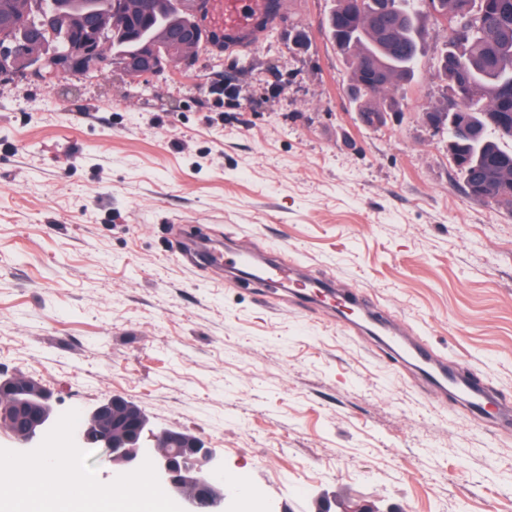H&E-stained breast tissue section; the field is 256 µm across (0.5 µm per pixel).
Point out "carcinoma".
Instances as JSON below:
<instances>
[{"mask_svg": "<svg viewBox=\"0 0 512 512\" xmlns=\"http://www.w3.org/2000/svg\"><path fill=\"white\" fill-rule=\"evenodd\" d=\"M439 16L451 15L457 25L448 29V45L438 65L448 88L465 84L475 88L466 101V126L475 135L461 137L445 113L439 130L448 133V153L462 159L457 166L466 194L484 185L493 189L512 175V150L487 137L493 129L512 140V121L500 120L512 111V0H429ZM28 0H0V29H9L27 14ZM129 10L142 26L133 37L112 35L104 44L113 56L134 54L141 44L153 41L160 51L173 57L180 46L168 32L180 22L178 0H129ZM327 25L332 38L344 36L348 46L352 78L362 66L371 68L376 79L367 81L362 100L356 95L357 112L369 126L385 124V112L393 102L377 101L381 93L396 91L412 80L419 52L420 12L415 0H336ZM73 30L60 26L52 34V47L66 53Z\"/></svg>", "mask_w": 512, "mask_h": 512, "instance_id": "1", "label": "carcinoma"}]
</instances>
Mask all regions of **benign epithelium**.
Instances as JSON below:
<instances>
[{"label": "benign epithelium", "mask_w": 512, "mask_h": 512, "mask_svg": "<svg viewBox=\"0 0 512 512\" xmlns=\"http://www.w3.org/2000/svg\"><path fill=\"white\" fill-rule=\"evenodd\" d=\"M201 34L200 24L188 19L174 39L188 46ZM102 33L99 23L89 16L75 31L66 57H55L40 50L41 33L19 42L0 38V78L29 70L37 78L55 73L61 77L82 74L90 67H102ZM174 62L163 58L150 44L138 54L119 60L126 73L145 77L156 75ZM469 87L449 92L447 110L464 111ZM61 426V418L52 405V394L40 382L29 377L0 379V438L14 443L19 457L41 447L46 438ZM68 448H102L112 463L131 479L147 471L152 479L168 490L181 507L179 512H231L230 505L242 499L241 487L224 476V464L214 451L198 439L176 429L154 430L146 415L133 402L113 396L88 410H80L79 424L68 431Z\"/></svg>", "instance_id": "obj_1"}]
</instances>
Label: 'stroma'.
Segmentation results:
<instances>
[{"label": "stroma", "mask_w": 512, "mask_h": 512, "mask_svg": "<svg viewBox=\"0 0 512 512\" xmlns=\"http://www.w3.org/2000/svg\"><path fill=\"white\" fill-rule=\"evenodd\" d=\"M334 5L285 0L256 43L134 81L111 63L0 81V378L40 381L61 414L135 402L255 490L239 512H512V427L426 395L335 309L183 254L280 249L512 403V212L465 194L424 121L448 104L447 32L425 10L415 78L369 127ZM57 466L78 490L125 492L101 450Z\"/></svg>", "instance_id": "obj_1"}]
</instances>
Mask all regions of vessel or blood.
I'll return each mask as SVG.
<instances>
[{
  "label": "vessel or blood",
  "mask_w": 512,
  "mask_h": 512,
  "mask_svg": "<svg viewBox=\"0 0 512 512\" xmlns=\"http://www.w3.org/2000/svg\"><path fill=\"white\" fill-rule=\"evenodd\" d=\"M192 11L198 15L204 32L216 36L214 50H234L252 44L255 39L269 32L278 22L282 0H193ZM254 251L242 244L226 249L224 267L228 270L258 271L260 280L273 286L288 285L295 295L308 297L312 281L294 277L285 263H270L257 267ZM384 335L389 338L391 350L405 363L412 366L427 383L432 392L446 394L456 390L468 407L473 419L492 424L512 426V406L488 401L483 381L468 377L459 379L448 372L446 361L439 359L427 341L405 335L392 322H385Z\"/></svg>",
  "instance_id": "obj_1"
}]
</instances>
